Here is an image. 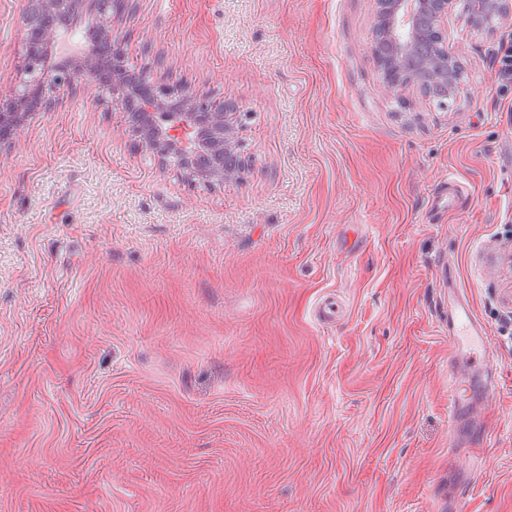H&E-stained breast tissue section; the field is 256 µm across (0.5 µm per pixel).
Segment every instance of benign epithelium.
I'll use <instances>...</instances> for the list:
<instances>
[{"instance_id":"1","label":"benign epithelium","mask_w":512,"mask_h":512,"mask_svg":"<svg viewBox=\"0 0 512 512\" xmlns=\"http://www.w3.org/2000/svg\"><path fill=\"white\" fill-rule=\"evenodd\" d=\"M456 7L457 0H376L371 52L386 94L429 81L455 84L446 28ZM118 12L117 0H28L20 75L9 96L0 95V144L12 141L32 106L46 108L80 73L102 100L121 103L132 131L161 159H175L194 180L236 179L242 165L236 106L115 70L122 55L112 21ZM467 14L470 25L482 27L505 10L501 0H467ZM77 31L80 44L71 42Z\"/></svg>"}]
</instances>
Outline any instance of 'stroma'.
Returning a JSON list of instances; mask_svg holds the SVG:
<instances>
[{
    "instance_id": "stroma-1",
    "label": "stroma",
    "mask_w": 512,
    "mask_h": 512,
    "mask_svg": "<svg viewBox=\"0 0 512 512\" xmlns=\"http://www.w3.org/2000/svg\"><path fill=\"white\" fill-rule=\"evenodd\" d=\"M375 8L129 0L127 67L238 105L236 181L188 180L81 78L0 147V512H446L457 293L496 370L468 512H512V19L449 18L441 105L383 91ZM450 176L468 201L430 207ZM496 75L501 88H512V37H507L500 45L497 61Z\"/></svg>"
}]
</instances>
